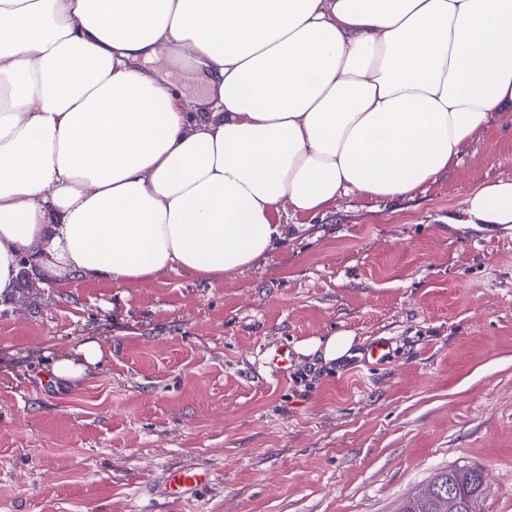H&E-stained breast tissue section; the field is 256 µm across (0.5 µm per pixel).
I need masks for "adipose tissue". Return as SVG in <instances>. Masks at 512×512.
Here are the masks:
<instances>
[{"mask_svg":"<svg viewBox=\"0 0 512 512\" xmlns=\"http://www.w3.org/2000/svg\"><path fill=\"white\" fill-rule=\"evenodd\" d=\"M510 122L512 0H0V301L244 273L281 211L412 197ZM461 215L512 227V179ZM149 69L168 72L171 78L183 87L186 93L194 95L201 90V86L190 77V74L178 66L173 65L166 57H161L147 63Z\"/></svg>","mask_w":512,"mask_h":512,"instance_id":"adipose-tissue-1","label":"adipose tissue"}]
</instances>
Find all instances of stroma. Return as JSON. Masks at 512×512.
Here are the masks:
<instances>
[{
	"label": "stroma",
	"instance_id": "35a3bbf8",
	"mask_svg": "<svg viewBox=\"0 0 512 512\" xmlns=\"http://www.w3.org/2000/svg\"><path fill=\"white\" fill-rule=\"evenodd\" d=\"M502 178L495 125L413 198L342 197L242 275L22 271L0 302V512H398L455 465L484 470V512H512V229L456 221ZM342 331L339 364L297 350ZM88 340L101 361L56 378ZM181 465L210 484L154 498Z\"/></svg>",
	"mask_w": 512,
	"mask_h": 512
}]
</instances>
